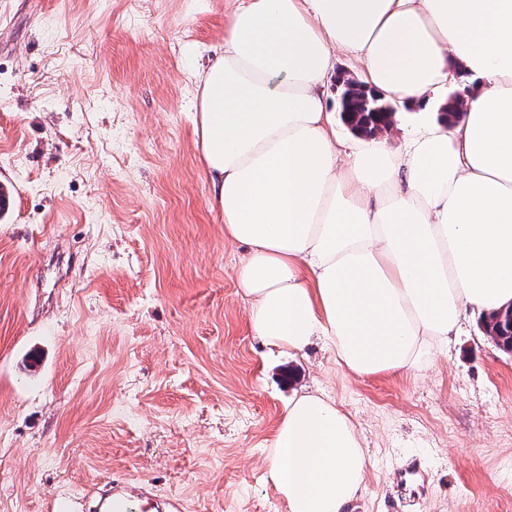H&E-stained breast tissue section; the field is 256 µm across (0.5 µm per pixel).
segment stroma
<instances>
[{
    "instance_id": "obj_1",
    "label": "stroma",
    "mask_w": 512,
    "mask_h": 512,
    "mask_svg": "<svg viewBox=\"0 0 512 512\" xmlns=\"http://www.w3.org/2000/svg\"><path fill=\"white\" fill-rule=\"evenodd\" d=\"M235 0H0V512L110 478L183 512H286L299 387L355 424L349 512H512V353L465 313L415 371L269 352L192 133Z\"/></svg>"
}]
</instances>
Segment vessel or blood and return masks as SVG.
<instances>
[{
	"label": "vessel or blood",
	"instance_id": "obj_1",
	"mask_svg": "<svg viewBox=\"0 0 512 512\" xmlns=\"http://www.w3.org/2000/svg\"><path fill=\"white\" fill-rule=\"evenodd\" d=\"M172 499H157L151 488L123 479L108 480L94 496L93 512H181Z\"/></svg>",
	"mask_w": 512,
	"mask_h": 512
}]
</instances>
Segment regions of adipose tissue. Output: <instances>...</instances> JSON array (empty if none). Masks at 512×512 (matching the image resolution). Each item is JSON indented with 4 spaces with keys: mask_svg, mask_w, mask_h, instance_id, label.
<instances>
[{
    "mask_svg": "<svg viewBox=\"0 0 512 512\" xmlns=\"http://www.w3.org/2000/svg\"><path fill=\"white\" fill-rule=\"evenodd\" d=\"M397 110L434 112L469 82L451 123L336 142L327 82L338 55ZM193 134L255 336L323 340L369 376L410 372L463 312L512 302V0H239L202 65ZM367 458L324 396L291 401L269 479L287 512H346Z\"/></svg>",
    "mask_w": 512,
    "mask_h": 512,
    "instance_id": "obj_1",
    "label": "adipose tissue"
}]
</instances>
